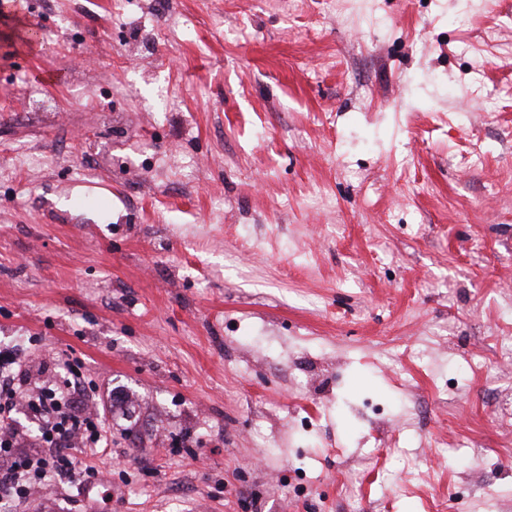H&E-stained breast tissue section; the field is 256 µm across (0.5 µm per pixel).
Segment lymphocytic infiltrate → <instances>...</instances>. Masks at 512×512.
<instances>
[{
  "label": "lymphocytic infiltrate",
  "mask_w": 512,
  "mask_h": 512,
  "mask_svg": "<svg viewBox=\"0 0 512 512\" xmlns=\"http://www.w3.org/2000/svg\"><path fill=\"white\" fill-rule=\"evenodd\" d=\"M94 402L80 360L57 357L36 369L15 348H0V499H26L74 474L75 450L111 454L112 428ZM20 413L34 427L30 453L21 450Z\"/></svg>",
  "instance_id": "lymphocytic-infiltrate-1"
}]
</instances>
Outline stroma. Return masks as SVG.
<instances>
[{"instance_id":"stroma-1","label":"stroma","mask_w":512,"mask_h":512,"mask_svg":"<svg viewBox=\"0 0 512 512\" xmlns=\"http://www.w3.org/2000/svg\"><path fill=\"white\" fill-rule=\"evenodd\" d=\"M4 342L112 452L0 512H512V0H0Z\"/></svg>"}]
</instances>
